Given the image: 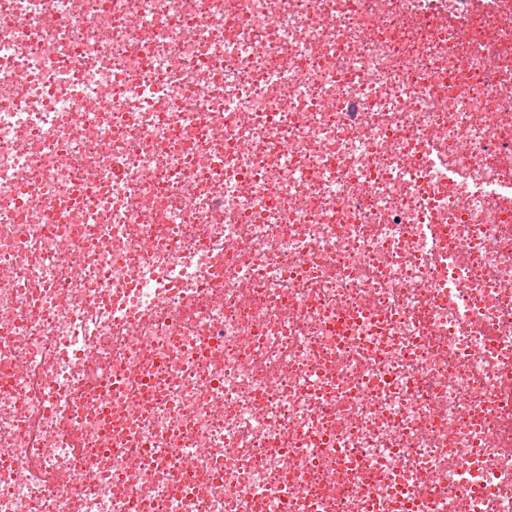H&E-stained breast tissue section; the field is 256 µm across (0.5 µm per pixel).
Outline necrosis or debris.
I'll use <instances>...</instances> for the list:
<instances>
[{
  "instance_id": "obj_1",
  "label": "necrosis or debris",
  "mask_w": 512,
  "mask_h": 512,
  "mask_svg": "<svg viewBox=\"0 0 512 512\" xmlns=\"http://www.w3.org/2000/svg\"><path fill=\"white\" fill-rule=\"evenodd\" d=\"M0 512H512V0H0Z\"/></svg>"
}]
</instances>
